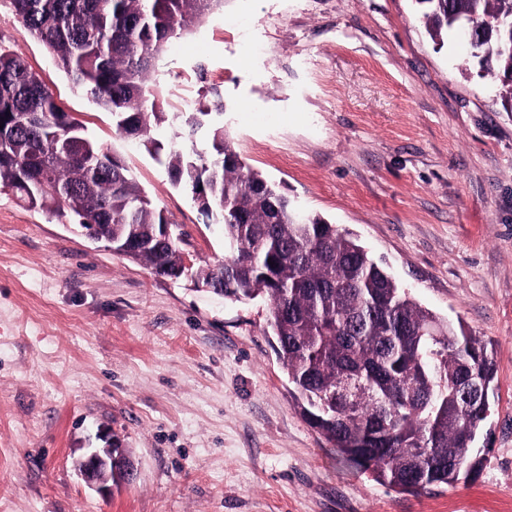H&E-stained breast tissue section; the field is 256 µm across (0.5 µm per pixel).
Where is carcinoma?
Segmentation results:
<instances>
[{"label":"carcinoma","instance_id":"obj_1","mask_svg":"<svg viewBox=\"0 0 512 512\" xmlns=\"http://www.w3.org/2000/svg\"><path fill=\"white\" fill-rule=\"evenodd\" d=\"M434 38L476 17L472 57L498 72L512 112V0H416ZM24 34L43 43L75 92L147 135L163 113L149 75L163 48L224 0H10ZM213 153L171 149L175 185L216 217L232 263L201 268L224 280V298L265 297L275 353L294 407L342 458L399 493L451 485L476 472L478 431L489 416L494 349L422 306L355 234L294 209L247 168L224 130ZM0 185L32 208L116 241L155 239L170 219L57 102L39 75L0 46ZM123 255L155 273L175 266L177 240ZM128 450L115 453L112 484L129 481Z\"/></svg>","mask_w":512,"mask_h":512}]
</instances>
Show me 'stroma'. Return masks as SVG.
Wrapping results in <instances>:
<instances>
[{
	"label": "stroma",
	"mask_w": 512,
	"mask_h": 512,
	"mask_svg": "<svg viewBox=\"0 0 512 512\" xmlns=\"http://www.w3.org/2000/svg\"><path fill=\"white\" fill-rule=\"evenodd\" d=\"M0 45L173 215L193 266L230 251L164 154L181 143L177 116L219 100L250 168L357 234L497 361L480 471L398 493L294 410L267 299L158 275L0 186V512H512V112L460 30L436 44L415 0H224L159 56L158 155L72 92L8 0ZM108 434L137 478L105 499L75 461Z\"/></svg>",
	"instance_id": "stroma-1"
}]
</instances>
